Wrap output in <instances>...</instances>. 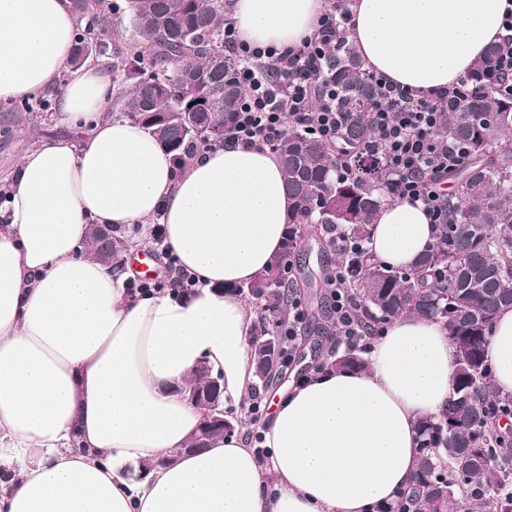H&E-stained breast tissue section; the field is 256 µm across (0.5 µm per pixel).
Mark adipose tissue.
Masks as SVG:
<instances>
[{
    "instance_id": "1",
    "label": "adipose tissue",
    "mask_w": 512,
    "mask_h": 512,
    "mask_svg": "<svg viewBox=\"0 0 512 512\" xmlns=\"http://www.w3.org/2000/svg\"><path fill=\"white\" fill-rule=\"evenodd\" d=\"M325 0H234L241 37L294 48ZM366 67L414 91L466 77L504 35L512 0H350ZM72 0H0V103L57 89V124L79 142L26 153L0 204V512H377L407 489L417 425L452 392L441 322L392 320L360 372L326 368L276 398L258 427L259 465L239 432L189 451L206 414L188 387L199 364L225 408L255 381L254 312L233 285L279 253L291 209L276 154L228 144L176 168L140 125L111 116L117 85L73 65ZM165 228L193 294L140 295L90 256L91 225ZM421 203L378 212L370 247L414 268L436 238ZM492 385L512 394V308L488 338ZM166 464L143 480L129 468Z\"/></svg>"
}]
</instances>
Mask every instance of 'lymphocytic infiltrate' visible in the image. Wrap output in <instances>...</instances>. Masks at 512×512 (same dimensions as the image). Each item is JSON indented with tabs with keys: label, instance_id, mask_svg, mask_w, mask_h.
Wrapping results in <instances>:
<instances>
[{
	"label": "lymphocytic infiltrate",
	"instance_id": "f902f5d3",
	"mask_svg": "<svg viewBox=\"0 0 512 512\" xmlns=\"http://www.w3.org/2000/svg\"><path fill=\"white\" fill-rule=\"evenodd\" d=\"M350 20L349 13L328 8L295 50L252 45L240 38L234 23H225L224 46L238 63L245 89L228 143L274 147L291 121L309 134L336 139L342 116L336 110V90L323 78L322 62L335 51ZM374 82L379 96L364 155L378 161L391 199L421 203L431 223H447L448 195L439 185L463 163L465 153L457 143L438 139L436 130L442 112L462 104L468 85L459 81L444 89L413 92L379 76ZM327 286L336 336L343 343L358 340V310L340 271L330 274Z\"/></svg>",
	"mask_w": 512,
	"mask_h": 512
}]
</instances>
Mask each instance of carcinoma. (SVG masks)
I'll list each match as a JSON object with an SVG mask.
<instances>
[{
	"label": "carcinoma",
	"instance_id": "cac0c4a2",
	"mask_svg": "<svg viewBox=\"0 0 512 512\" xmlns=\"http://www.w3.org/2000/svg\"><path fill=\"white\" fill-rule=\"evenodd\" d=\"M102 0H74L78 32L74 60L84 48L112 58V77L121 113L154 134L181 165L199 146L221 142L236 116L243 88L224 52V0H142L127 23L113 21ZM122 31L124 49L109 42ZM495 54L490 45L465 77L482 89L455 112L441 115L437 136L465 145L464 164L450 173V223L438 225L435 242L412 270L388 266L369 248L376 212L389 202L378 164L358 155L371 136L368 119L378 90L348 38L336 46L324 70L336 86V111L344 116L341 136L332 144L298 128L275 146L292 207L283 247L253 280L231 287L251 298L257 309L255 354L257 382L271 374L262 362L263 336L274 337L280 367L288 348V313L295 300L309 317L324 316L323 302L311 303L293 274L306 241L336 250L340 230L353 246L338 253V265L372 327L417 314L443 322L455 348L452 395L441 414L418 428L416 470L410 492L392 512H512V428L500 420L512 416V395L492 388L486 344L494 319L512 307V98H502L489 77ZM351 155L354 173L337 174L340 154ZM126 237L92 229V255L119 261ZM364 350L346 344L327 364L366 368Z\"/></svg>",
	"mask_w": 512,
	"mask_h": 512
}]
</instances>
